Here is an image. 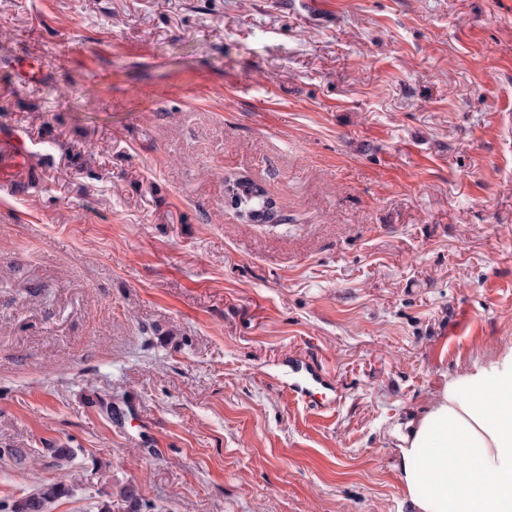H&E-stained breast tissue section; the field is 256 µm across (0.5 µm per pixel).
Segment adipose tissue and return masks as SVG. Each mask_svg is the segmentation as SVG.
Listing matches in <instances>:
<instances>
[{
	"label": "adipose tissue",
	"mask_w": 512,
	"mask_h": 512,
	"mask_svg": "<svg viewBox=\"0 0 512 512\" xmlns=\"http://www.w3.org/2000/svg\"><path fill=\"white\" fill-rule=\"evenodd\" d=\"M400 439L414 512H512V350L449 381ZM452 457L464 466H449Z\"/></svg>",
	"instance_id": "adipose-tissue-1"
}]
</instances>
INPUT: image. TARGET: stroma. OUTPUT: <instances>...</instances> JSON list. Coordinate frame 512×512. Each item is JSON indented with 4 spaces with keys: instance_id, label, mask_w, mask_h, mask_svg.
Wrapping results in <instances>:
<instances>
[{
    "instance_id": "35a3bbf8",
    "label": "stroma",
    "mask_w": 512,
    "mask_h": 512,
    "mask_svg": "<svg viewBox=\"0 0 512 512\" xmlns=\"http://www.w3.org/2000/svg\"><path fill=\"white\" fill-rule=\"evenodd\" d=\"M509 348L512 0H0V507L411 512ZM291 381L288 380V394L297 402H306L314 394L318 386L326 388L328 380L322 374L319 366L312 362L300 369L292 370ZM35 492L15 500L9 512H45L48 504L68 494V488L59 483L41 481Z\"/></svg>"
}]
</instances>
